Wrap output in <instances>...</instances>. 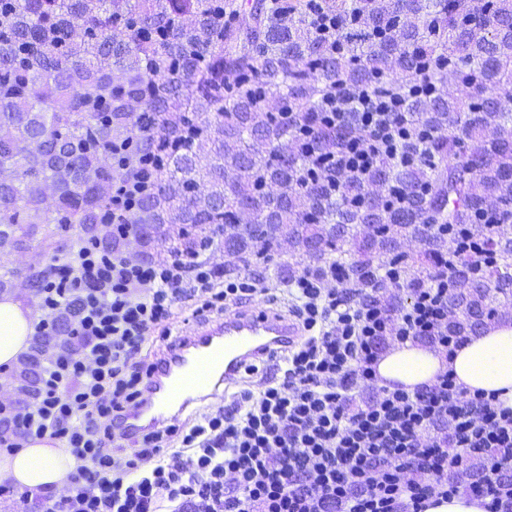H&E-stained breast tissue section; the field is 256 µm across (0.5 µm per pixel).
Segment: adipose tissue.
Returning a JSON list of instances; mask_svg holds the SVG:
<instances>
[{"mask_svg":"<svg viewBox=\"0 0 512 512\" xmlns=\"http://www.w3.org/2000/svg\"><path fill=\"white\" fill-rule=\"evenodd\" d=\"M33 332L30 310L12 296L0 295V365L13 366L28 351ZM444 366L468 390L499 393L505 406L512 407V322L469 337L448 361L428 346L395 345L379 358L378 383L409 389L430 385ZM76 465L67 449L45 440L1 456L0 479L10 480L21 492L60 491L67 488V476Z\"/></svg>","mask_w":512,"mask_h":512,"instance_id":"adipose-tissue-1","label":"adipose tissue"}]
</instances>
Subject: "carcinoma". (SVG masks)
Returning <instances> with one entry per match:
<instances>
[{
    "instance_id": "cac0c4a2",
    "label": "carcinoma",
    "mask_w": 512,
    "mask_h": 512,
    "mask_svg": "<svg viewBox=\"0 0 512 512\" xmlns=\"http://www.w3.org/2000/svg\"><path fill=\"white\" fill-rule=\"evenodd\" d=\"M330 14L353 19L330 41L307 20L303 0H0V292L21 274L10 256L46 248L71 228L112 247L113 163L135 103L162 127L144 150L158 165L142 204L150 229L179 252L224 245L236 263L299 258L321 274L326 257L345 282L385 306L394 297L379 270L403 264L405 287L423 272L398 252L422 242V262L464 258L435 224L461 225L508 261L485 266L458 294L470 333L499 317L512 293V238L485 232L487 201L512 217V0H329ZM84 39H72L74 28ZM455 73L470 96L410 94L408 164L382 155L370 174L341 185L325 161L361 134L352 119H324L323 98L346 87L392 95ZM235 72L238 81L226 82ZM456 131H448V114ZM57 188L54 215L43 208ZM378 184L385 194L372 195Z\"/></svg>"
}]
</instances>
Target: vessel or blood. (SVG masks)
<instances>
[{"label":"vessel or blood","mask_w":512,"mask_h":512,"mask_svg":"<svg viewBox=\"0 0 512 512\" xmlns=\"http://www.w3.org/2000/svg\"><path fill=\"white\" fill-rule=\"evenodd\" d=\"M303 336L300 321L286 308L250 300L225 310L222 319L178 331L152 357L143 401L127 412L123 429L134 437L193 405L226 401L248 374L268 382Z\"/></svg>","instance_id":"obj_1"}]
</instances>
